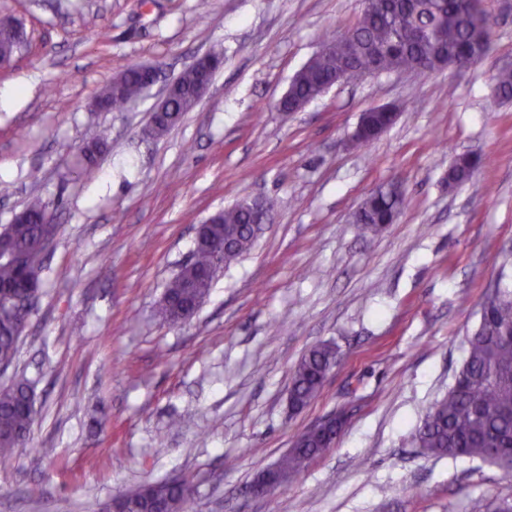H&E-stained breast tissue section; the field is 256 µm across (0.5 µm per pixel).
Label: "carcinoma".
<instances>
[{"instance_id": "carcinoma-1", "label": "carcinoma", "mask_w": 512, "mask_h": 512, "mask_svg": "<svg viewBox=\"0 0 512 512\" xmlns=\"http://www.w3.org/2000/svg\"><path fill=\"white\" fill-rule=\"evenodd\" d=\"M425 31L423 41L410 37L412 31ZM492 26L479 0H374L361 11L358 22L341 34L327 33L323 44L328 50L312 57L297 73L291 100H305L319 91L331 74L349 68L351 78L381 72L439 70L443 55L455 54L463 61L485 57L491 49ZM23 46L17 24L0 19V52L16 53ZM127 80L118 93L104 89L112 110L119 111L128 100L143 91L135 68L125 70ZM201 79L192 68L178 77L180 94L172 101L177 119L192 109L193 94ZM496 91L491 105L512 99V70L502 69L495 76ZM105 146L101 137L83 148V172L95 176L94 164ZM479 156L461 155L448 167L450 186L466 184L481 166ZM402 200L382 187L362 203L356 224L362 233L377 235L394 220ZM45 205L36 198L24 208L6 230V245L13 253L10 261H0V361L15 359L23 326L8 304L28 291L26 268L37 261L45 243L57 234V225L39 224ZM261 231L251 216L236 206L224 209V222L205 226V243L195 258L171 280L159 302L158 315L169 323L204 300L214 276L207 274L215 264L213 245L226 239L235 242L232 263L249 252ZM338 361V351L330 344L311 348L295 366L289 391L291 409L299 410L313 402L330 370ZM29 381L16 379L0 389V459L11 457L25 441L32 426V408L27 404ZM337 432L333 429L300 438L277 464L282 480L300 474L316 457L329 450ZM412 442L428 456L469 457L497 466L512 463V290L497 282L494 296L486 297L483 320L467 340L466 358L448 394L434 403L422 424L412 434ZM189 487H176L167 481L141 485L124 496L128 512H183Z\"/></svg>"}]
</instances>
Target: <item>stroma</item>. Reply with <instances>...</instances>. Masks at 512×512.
<instances>
[{
	"mask_svg": "<svg viewBox=\"0 0 512 512\" xmlns=\"http://www.w3.org/2000/svg\"><path fill=\"white\" fill-rule=\"evenodd\" d=\"M491 50L466 68L369 75L299 112L276 103L325 32L361 0H0L26 42L0 69V228L39 197L58 224L40 291L0 387L29 380L26 444L0 463V512H99L139 484L179 479L186 512H484L512 475L411 442L455 381L497 280L512 284V0H482ZM224 66L158 139L163 87L213 45ZM157 82L122 112L93 102L123 69ZM401 108L349 146L361 112ZM107 149L95 179L80 150ZM485 167L449 189L455 155ZM395 183L400 218L374 238L354 215ZM242 199L271 203L252 250L224 268L186 324L156 314L195 229ZM337 347L318 399L288 408L307 350ZM344 413L335 446L264 497L255 478L314 423ZM50 456H41V449Z\"/></svg>",
	"mask_w": 512,
	"mask_h": 512,
	"instance_id": "35a3bbf8",
	"label": "stroma"
}]
</instances>
